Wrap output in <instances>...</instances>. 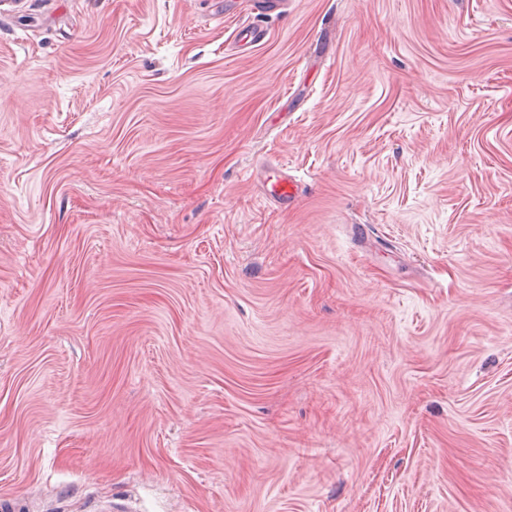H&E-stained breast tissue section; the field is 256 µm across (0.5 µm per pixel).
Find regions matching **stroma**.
Returning <instances> with one entry per match:
<instances>
[{
	"label": "stroma",
	"mask_w": 512,
	"mask_h": 512,
	"mask_svg": "<svg viewBox=\"0 0 512 512\" xmlns=\"http://www.w3.org/2000/svg\"><path fill=\"white\" fill-rule=\"evenodd\" d=\"M224 3L0 5V512H512V0Z\"/></svg>",
	"instance_id": "obj_1"
}]
</instances>
